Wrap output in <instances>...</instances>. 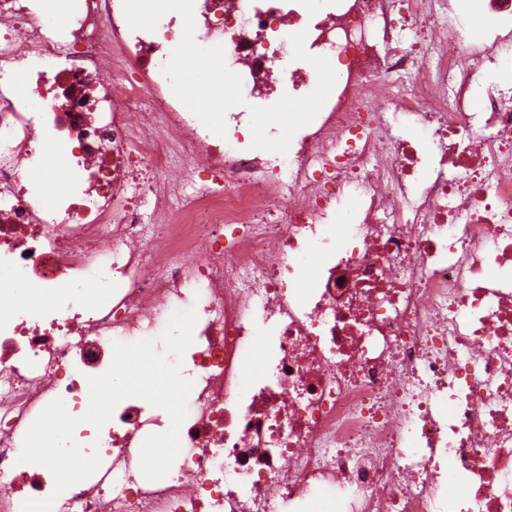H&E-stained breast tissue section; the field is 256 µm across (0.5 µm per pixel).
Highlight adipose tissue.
Masks as SVG:
<instances>
[{
    "instance_id": "adipose-tissue-1",
    "label": "adipose tissue",
    "mask_w": 512,
    "mask_h": 512,
    "mask_svg": "<svg viewBox=\"0 0 512 512\" xmlns=\"http://www.w3.org/2000/svg\"><path fill=\"white\" fill-rule=\"evenodd\" d=\"M223 63L224 51L220 48L210 50L202 57L191 53L175 60L176 67L184 71L183 92L187 101L210 120L223 112L230 101L220 79Z\"/></svg>"
}]
</instances>
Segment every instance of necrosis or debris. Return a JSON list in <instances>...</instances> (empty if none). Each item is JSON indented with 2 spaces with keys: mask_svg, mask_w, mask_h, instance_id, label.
Wrapping results in <instances>:
<instances>
[{
  "mask_svg": "<svg viewBox=\"0 0 512 512\" xmlns=\"http://www.w3.org/2000/svg\"><path fill=\"white\" fill-rule=\"evenodd\" d=\"M70 6L61 27L0 0V512H303L325 490L338 512H512V0H479L507 25L479 44L453 0H196L238 90L220 139L172 92L176 16ZM284 85L312 119L255 151ZM48 140L47 207L26 174ZM190 308L176 472L143 478L165 422L134 399L75 433L93 480L59 493L20 462L52 401L87 410L115 342Z\"/></svg>",
  "mask_w": 512,
  "mask_h": 512,
  "instance_id": "1",
  "label": "necrosis or debris"
}]
</instances>
